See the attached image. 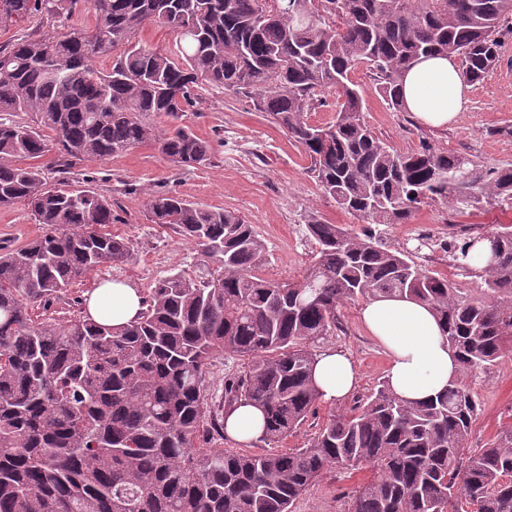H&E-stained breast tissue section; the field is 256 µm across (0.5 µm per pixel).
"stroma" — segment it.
<instances>
[{
    "label": "stroma",
    "mask_w": 512,
    "mask_h": 512,
    "mask_svg": "<svg viewBox=\"0 0 512 512\" xmlns=\"http://www.w3.org/2000/svg\"><path fill=\"white\" fill-rule=\"evenodd\" d=\"M363 89V112L375 134L400 152H411L422 142L464 154L489 167L512 165V82L499 81L496 72L474 83L470 104L457 123L445 128L416 124L410 113L390 109L365 68L351 75ZM197 111L183 122L194 134L212 144L211 165L177 166L147 146H139L103 161L67 165L52 152L41 158L48 183L61 181L79 187L91 185L112 202L115 221L108 233L131 239L129 259L89 272L48 306L34 305L35 322L64 324L78 317L77 298L86 297L101 282L123 281L148 293L161 277L186 271L196 274L206 259L196 246L169 228L150 221L147 202L156 192L172 191L213 209L241 215L267 247L263 277L287 281L301 278L315 248L303 227L310 217L331 224L360 228L361 219L340 210L306 172L309 164L302 148L245 98L211 85H203ZM512 224V209L493 207L461 215L439 202L419 206L409 223L387 229L390 246L405 245L418 232L441 236L449 227L464 230L475 225ZM27 206L0 209V244L19 247L43 235ZM361 302L344 305L339 318L342 332L316 341L315 353L328 350L347 354L355 363V397H366L384 380L387 356L360 320ZM479 413L468 448L479 452L501 428L512 423V355L476 379ZM358 472L335 468L312 484L293 505V512H346Z\"/></svg>",
    "instance_id": "obj_1"
}]
</instances>
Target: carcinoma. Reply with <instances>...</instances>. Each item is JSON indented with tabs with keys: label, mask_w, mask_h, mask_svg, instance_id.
I'll list each match as a JSON object with an SVG mask.
<instances>
[{
	"label": "carcinoma",
	"mask_w": 512,
	"mask_h": 512,
	"mask_svg": "<svg viewBox=\"0 0 512 512\" xmlns=\"http://www.w3.org/2000/svg\"><path fill=\"white\" fill-rule=\"evenodd\" d=\"M76 4L0 0V29L42 13L69 19ZM92 12L89 25L0 47V112L38 117L0 119V207L23 203L51 228L0 247V512H292L335 466L368 472L347 512H512V424L466 455L479 403L464 382L512 352V224L421 235L412 249L390 248L379 230L429 200L462 214L509 205L512 167L431 145L394 150L364 121L351 80L366 66L398 112L404 72L420 56H458L479 81L499 62L512 0H92ZM148 23L177 32L176 50L134 44ZM104 55L108 72L94 64ZM205 83L272 116L315 183L367 226L309 219L312 264L298 280L273 281L259 275L266 247L241 216L160 192L148 202L152 223L175 229L215 271L158 279L126 325L86 314L35 323V304L132 252L130 239L103 231L111 200L49 184L37 160L53 147L75 163L146 145L175 164L209 165L211 145L179 123ZM328 91L336 120L325 129L306 114ZM482 239L491 256L476 270L469 252ZM424 247L481 279L482 296L416 263ZM380 296L436 313L459 362L445 392L414 404L384 381L304 448L212 447L224 436L207 393L214 356L240 360L223 408H260L261 440L279 443L320 399L311 345L339 327L340 307Z\"/></svg>",
	"instance_id": "cac0c4a2"
}]
</instances>
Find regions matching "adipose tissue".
<instances>
[{
    "mask_svg": "<svg viewBox=\"0 0 512 512\" xmlns=\"http://www.w3.org/2000/svg\"><path fill=\"white\" fill-rule=\"evenodd\" d=\"M471 86L455 57L436 56L415 61L403 80L404 105L420 124L443 127L456 120L470 103ZM138 288L106 283L87 301L95 321L120 326L135 320L142 309ZM361 319L388 355L386 379L393 392L413 403H424L444 391L459 371L440 323L427 305L406 298L379 297L362 307ZM314 382L321 399H347L357 382V370L347 355L328 350L318 355ZM264 417L251 405L225 414L224 431L240 443L259 440Z\"/></svg>",
    "mask_w": 512,
    "mask_h": 512,
    "instance_id": "1",
    "label": "adipose tissue"
}]
</instances>
